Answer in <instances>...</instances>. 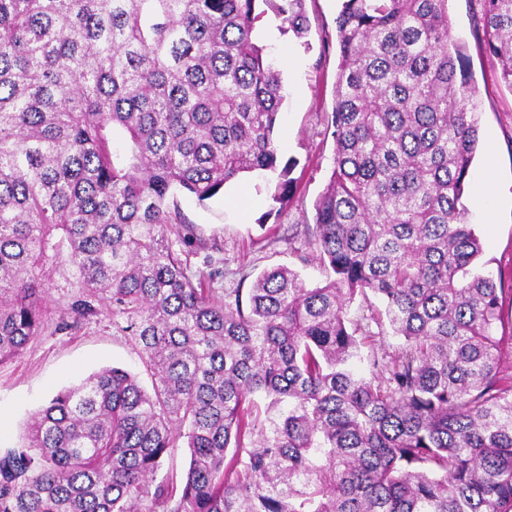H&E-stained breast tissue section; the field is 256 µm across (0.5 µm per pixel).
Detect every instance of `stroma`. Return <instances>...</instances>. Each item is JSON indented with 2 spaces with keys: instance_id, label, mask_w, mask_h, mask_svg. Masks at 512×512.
<instances>
[{
  "instance_id": "35a3bbf8",
  "label": "stroma",
  "mask_w": 512,
  "mask_h": 512,
  "mask_svg": "<svg viewBox=\"0 0 512 512\" xmlns=\"http://www.w3.org/2000/svg\"><path fill=\"white\" fill-rule=\"evenodd\" d=\"M339 0H306L309 32L305 40L281 32V22L266 13L261 31L273 63L281 70L285 100L279 138L282 156L297 162L298 188L283 212L259 228L276 183L271 173L248 174L205 202L183 194L179 201L204 248L190 255L191 269L204 264L222 270L224 290H249L256 276L276 265L299 271L310 281L324 271L311 250L305 227L314 221V203L334 165L331 112L334 106L339 48L335 18ZM478 0H448L452 35L468 58L477 90L479 144L463 203L483 245L480 262L492 272L512 265V88L501 83L495 58L480 51ZM493 173V194L485 196L483 174ZM217 239L212 250L206 243ZM137 374L151 387L132 337L112 328L111 311H103L73 330H46L22 356L0 363V448L20 445L29 416L61 389L105 367Z\"/></svg>"
}]
</instances>
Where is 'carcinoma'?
<instances>
[{
    "label": "carcinoma",
    "instance_id": "cac0c4a2",
    "mask_svg": "<svg viewBox=\"0 0 512 512\" xmlns=\"http://www.w3.org/2000/svg\"><path fill=\"white\" fill-rule=\"evenodd\" d=\"M304 2L0 0V363L109 308L152 378L104 368L34 412L0 512H512V268L480 273L464 222L478 117L448 0H340L305 228L325 282L280 265L244 299L190 272L178 193L263 171L274 203L296 191L258 30L269 9L304 38ZM479 2L512 88V0ZM372 296L402 343L366 379L375 310L350 305Z\"/></svg>",
    "mask_w": 512,
    "mask_h": 512
}]
</instances>
